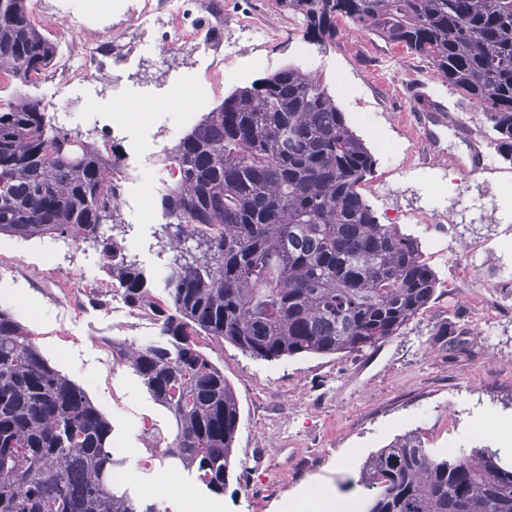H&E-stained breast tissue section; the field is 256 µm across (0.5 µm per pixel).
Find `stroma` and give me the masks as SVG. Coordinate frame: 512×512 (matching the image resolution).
<instances>
[{
    "label": "stroma",
    "instance_id": "1",
    "mask_svg": "<svg viewBox=\"0 0 512 512\" xmlns=\"http://www.w3.org/2000/svg\"><path fill=\"white\" fill-rule=\"evenodd\" d=\"M101 0L80 11L63 0L61 12L39 19L57 43L68 40L66 17L83 13L107 36L135 42L137 32L115 6ZM224 15V39L241 45L224 59V82L211 86L208 61L187 43L166 56L145 48L119 87L98 83L94 101L70 95L68 128L87 132L86 117L123 126L127 183L120 207L125 227L115 229L159 283V239L164 222L157 198L166 178L154 141L175 143L234 89L289 65L322 74L347 123L374 154L375 170L362 194L380 223L394 224L420 244L436 271L435 300L398 336L358 355H304L263 361L232 345L209 344L205 353L223 367L240 409L233 445V477L224 493L201 488L178 460L160 447L175 436L171 413L158 405L135 373L113 361L116 340L158 339L147 317H113L82 299L72 304L64 282L77 276L97 284L103 277L95 248L0 236V308L31 333L42 354L85 390L112 423L110 446L126 461L123 486L137 500L164 512H307L321 497L333 512H363L359 470L372 453L396 436L419 430L434 455L449 449L490 447L512 457L499 435L512 420V296L496 286L512 280V239L502 197L512 183V163L497 152L489 123L452 90L423 59L377 36L350 29L334 45L305 41L299 22L269 0H211ZM250 12L278 28L271 43L249 41L236 24ZM191 76L198 93L155 112L133 109L168 77ZM432 107L421 110L416 96ZM483 169L466 167L473 146ZM447 336H438L440 326ZM172 491H164L166 481Z\"/></svg>",
    "mask_w": 512,
    "mask_h": 512
}]
</instances>
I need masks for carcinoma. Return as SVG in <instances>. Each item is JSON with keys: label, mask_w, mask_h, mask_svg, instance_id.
Here are the masks:
<instances>
[{"label": "carcinoma", "mask_w": 512, "mask_h": 512, "mask_svg": "<svg viewBox=\"0 0 512 512\" xmlns=\"http://www.w3.org/2000/svg\"><path fill=\"white\" fill-rule=\"evenodd\" d=\"M303 37L336 43L337 22L428 61L484 113L512 163V0H270ZM58 44L28 0H0V74L37 86ZM159 193L163 296L105 226L122 224L114 180L119 141L85 137L45 112L44 99L0 100V235L90 243L105 287L149 316L161 340L112 342L176 433L177 459L224 492L239 425L234 388L199 337L261 360L360 354L396 336L439 285L417 240L382 224L361 193L376 158L347 124L322 76L289 65L234 89L167 149ZM194 246H188V242ZM112 423L0 309V512H160L114 484L125 459ZM365 512H512V466L498 452L444 458L422 435L396 437L365 460Z\"/></svg>", "instance_id": "carcinoma-1"}]
</instances>
